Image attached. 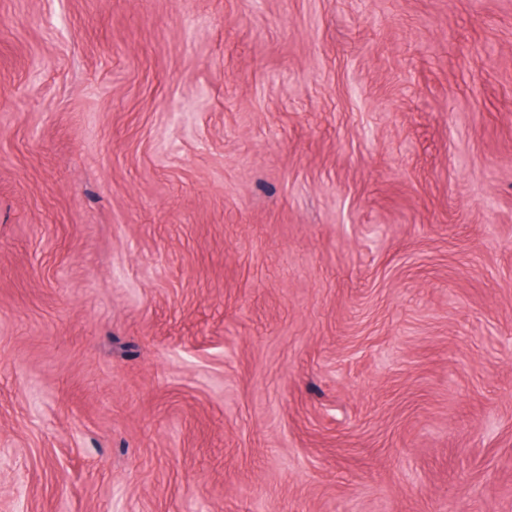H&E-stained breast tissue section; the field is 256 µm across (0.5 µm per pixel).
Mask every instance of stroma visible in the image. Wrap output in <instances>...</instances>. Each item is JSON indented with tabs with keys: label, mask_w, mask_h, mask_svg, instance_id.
<instances>
[{
	"label": "stroma",
	"mask_w": 512,
	"mask_h": 512,
	"mask_svg": "<svg viewBox=\"0 0 512 512\" xmlns=\"http://www.w3.org/2000/svg\"><path fill=\"white\" fill-rule=\"evenodd\" d=\"M0 512H512V0H0Z\"/></svg>",
	"instance_id": "obj_1"
}]
</instances>
